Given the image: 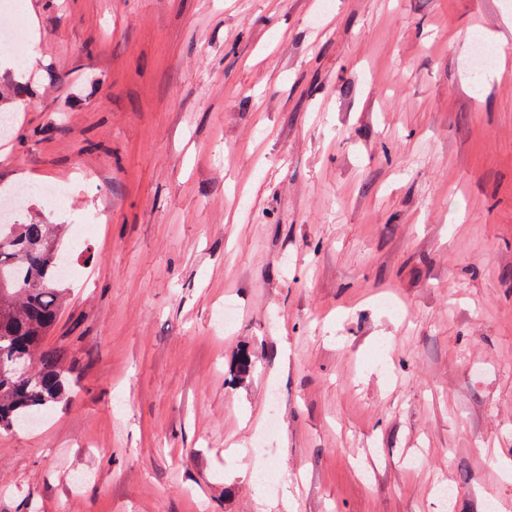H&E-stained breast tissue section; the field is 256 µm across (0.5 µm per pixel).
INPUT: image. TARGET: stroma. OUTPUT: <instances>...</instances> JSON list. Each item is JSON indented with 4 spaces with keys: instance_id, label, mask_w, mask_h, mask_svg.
Instances as JSON below:
<instances>
[{
    "instance_id": "35a3bbf8",
    "label": "stroma",
    "mask_w": 512,
    "mask_h": 512,
    "mask_svg": "<svg viewBox=\"0 0 512 512\" xmlns=\"http://www.w3.org/2000/svg\"><path fill=\"white\" fill-rule=\"evenodd\" d=\"M15 2L0 185L66 188L23 219L74 390L0 433V512H512V0Z\"/></svg>"
}]
</instances>
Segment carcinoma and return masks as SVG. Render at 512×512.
Masks as SVG:
<instances>
[{
  "mask_svg": "<svg viewBox=\"0 0 512 512\" xmlns=\"http://www.w3.org/2000/svg\"><path fill=\"white\" fill-rule=\"evenodd\" d=\"M61 225L0 224V363L27 362L34 375L0 376V431H11L60 402L69 390L63 353L43 348L65 295ZM255 370L242 346L228 366L235 377Z\"/></svg>",
  "mask_w": 512,
  "mask_h": 512,
  "instance_id": "cac0c4a2",
  "label": "carcinoma"
}]
</instances>
